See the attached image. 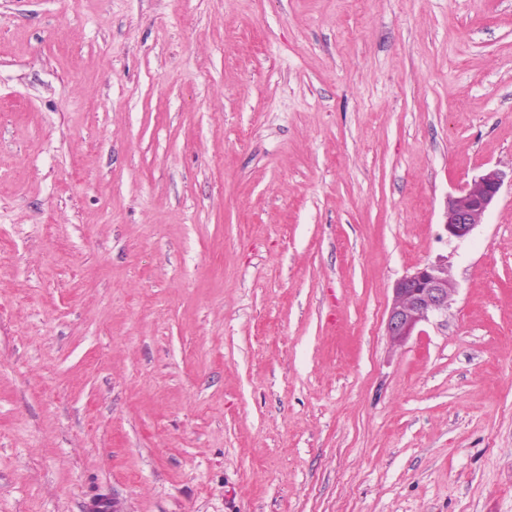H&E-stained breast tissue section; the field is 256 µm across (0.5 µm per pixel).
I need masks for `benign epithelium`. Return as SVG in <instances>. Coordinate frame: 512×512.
<instances>
[{"label": "benign epithelium", "instance_id": "obj_1", "mask_svg": "<svg viewBox=\"0 0 512 512\" xmlns=\"http://www.w3.org/2000/svg\"><path fill=\"white\" fill-rule=\"evenodd\" d=\"M505 178L502 170L488 167L448 196L444 222L448 240L463 241L472 235L497 201ZM457 293V282L440 262L417 266L396 280L385 320L391 347L404 346L423 325L448 314Z\"/></svg>", "mask_w": 512, "mask_h": 512}]
</instances>
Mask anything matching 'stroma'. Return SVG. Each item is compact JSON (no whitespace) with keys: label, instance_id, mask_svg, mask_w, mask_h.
Returning a JSON list of instances; mask_svg holds the SVG:
<instances>
[{"label":"stroma","instance_id":"35a3bbf8","mask_svg":"<svg viewBox=\"0 0 512 512\" xmlns=\"http://www.w3.org/2000/svg\"><path fill=\"white\" fill-rule=\"evenodd\" d=\"M489 166L512 0H0V512H512ZM506 178L505 172L488 167L471 182L448 196L444 227L449 241H463L482 224L497 201ZM458 290L448 266L440 262L417 266L396 280L385 320L391 347L404 346L424 324L447 315Z\"/></svg>","mask_w":512,"mask_h":512}]
</instances>
